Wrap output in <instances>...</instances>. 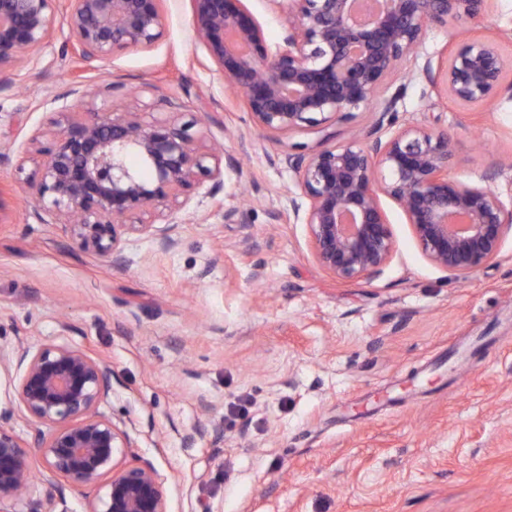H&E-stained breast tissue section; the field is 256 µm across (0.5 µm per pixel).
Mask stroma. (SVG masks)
<instances>
[{
  "label": "stroma",
  "instance_id": "obj_1",
  "mask_svg": "<svg viewBox=\"0 0 512 512\" xmlns=\"http://www.w3.org/2000/svg\"><path fill=\"white\" fill-rule=\"evenodd\" d=\"M245 4L281 46L286 0ZM50 19L38 66L0 73V349L65 344L101 358L112 391L97 412L125 432L126 462L154 465L167 512H512V235L464 281L423 255L385 196L390 262L341 283L315 261L307 225L271 217L298 191L281 162L289 146L313 152L411 126L448 131L449 175L489 183L512 206V93L468 109L422 74L449 42L489 36L512 84V0H490L479 22L426 31L418 59L398 62L377 92L405 87L396 125L362 109L321 132L276 136L215 74L191 0H164L158 42L107 62L72 52L61 0ZM112 83L95 108L150 123L176 102L181 120L198 117L201 152L239 163L218 193L204 177L184 189L192 207L170 216L181 225L175 249L131 235L119 255L83 252L23 189L40 177L30 137L50 143L57 99ZM20 375L0 367V425L35 463ZM89 495L34 480L17 508L51 496L59 512H87Z\"/></svg>",
  "mask_w": 512,
  "mask_h": 512
}]
</instances>
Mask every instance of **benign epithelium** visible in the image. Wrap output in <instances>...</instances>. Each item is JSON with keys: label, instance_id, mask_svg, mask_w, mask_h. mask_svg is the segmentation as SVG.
Instances as JSON below:
<instances>
[{"label": "benign epithelium", "instance_id": "obj_1", "mask_svg": "<svg viewBox=\"0 0 512 512\" xmlns=\"http://www.w3.org/2000/svg\"><path fill=\"white\" fill-rule=\"evenodd\" d=\"M52 0H0V72L35 65L53 37ZM163 0H66L65 19L85 61H108L130 48L150 49L162 36ZM487 0H380L366 18L357 0H289L283 46L272 49L243 0H192V28L215 71L239 90L253 125L266 135L307 132L345 118L362 105L379 114L372 138L286 153L300 193L289 199L310 231L312 253L341 282L380 275L395 248L381 197L403 210L414 237L434 265L467 279L497 258L512 234V209L488 186L448 176V134L407 127L383 141L375 136L403 99L398 88L376 92L396 63L417 57L424 33L450 20L484 16ZM496 40L470 38L450 49L447 63L422 73L429 85L463 107L491 104L504 90ZM76 103L49 147L38 150L41 177L28 194L54 211L77 246L114 256L130 233L150 236L165 250L179 242V225L164 210H187L180 191L199 177L224 184V169L194 147L191 123H143L136 112H102ZM136 155L152 172L147 180L127 159ZM158 209L161 223L140 215ZM18 399L37 425L41 464L34 468L17 438L0 426V512H17L18 492L37 473L98 490L88 512H167L155 467L137 460L119 466L126 434L95 413L112 391L105 362L67 345L26 347Z\"/></svg>", "mask_w": 512, "mask_h": 512}]
</instances>
